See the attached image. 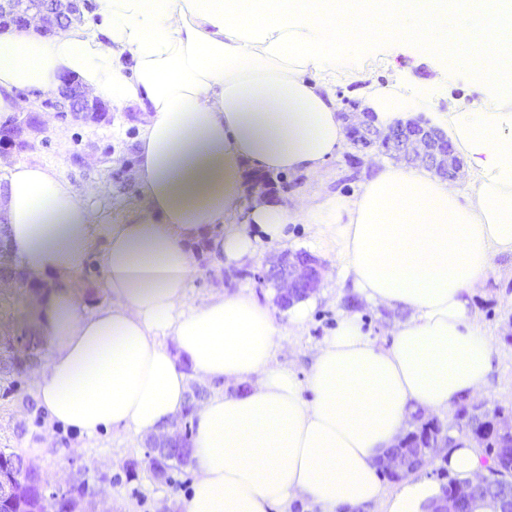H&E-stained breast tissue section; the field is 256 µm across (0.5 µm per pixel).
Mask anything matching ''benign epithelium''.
<instances>
[{
    "mask_svg": "<svg viewBox=\"0 0 512 512\" xmlns=\"http://www.w3.org/2000/svg\"><path fill=\"white\" fill-rule=\"evenodd\" d=\"M93 9L92 0H0V26L22 30L29 26L31 16L37 15L42 22V31L54 33L66 29L75 15H82ZM42 105L55 110L60 117L72 116L88 120L95 114L109 111L108 106L85 94L78 82L71 77L62 78L57 92L45 99ZM29 124V118L12 116L0 122V155H9L16 150L18 130ZM347 137L356 148H366L373 144L412 163L416 159L426 162L443 179H450L459 171L461 162L454 155L448 135L444 131L423 125L419 121L397 124L382 132L374 126V114L363 113V119L347 127ZM249 181L251 189L264 193L273 202L277 191L272 187L266 174L253 172ZM253 279L260 283H273L277 299L282 308L290 307L299 298L315 292L321 283V264L313 256H299L284 251L276 257L264 261L261 266L250 271ZM458 410L471 413L474 422L470 430L457 433L472 446L484 447L487 434L497 433L512 438V412L488 407L486 402L463 400ZM178 448L190 450L182 438V423L172 422L158 435L149 437L145 459L151 460ZM439 453L437 448H421L415 457L403 452H391L382 462L383 469L390 475L401 476L410 466L423 467L432 462ZM490 481V476L479 475L474 483L460 486L450 495L432 503L428 512H473L472 489ZM483 504L491 512H512V490L497 492L484 497Z\"/></svg>",
    "mask_w": 512,
    "mask_h": 512,
    "instance_id": "7a95c632",
    "label": "benign epithelium"
}]
</instances>
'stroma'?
<instances>
[{"label": "stroma", "mask_w": 512, "mask_h": 512, "mask_svg": "<svg viewBox=\"0 0 512 512\" xmlns=\"http://www.w3.org/2000/svg\"><path fill=\"white\" fill-rule=\"evenodd\" d=\"M342 62L335 71L326 73L336 95L361 100L365 87L377 84L396 87L418 99L426 100L434 112H484L491 107L509 108L512 101L495 98L493 85L475 80L464 68L449 65L431 56L424 48L406 42L385 46L377 42L355 43L341 52ZM141 111L130 107L109 113L106 120L92 123L73 119L41 122L31 133L30 150L0 157V181H5L12 167L20 161L52 167L69 182L77 196L87 187H97L93 202L107 224H117L141 203L133 178L136 142L142 131ZM379 154L345 144L336 158L313 174L279 172L275 183L281 188L279 202L299 203L314 195L351 200L361 189V181L370 174V166ZM359 162L358 180H349L351 162ZM304 251L324 264L323 280L314 294L306 325L302 331L282 338L276 356L278 365L289 368L298 380H306L313 355L323 340L331 336L339 320L357 313L365 333L385 347L391 341L394 327L407 319V312L386 309L355 296L350 283L338 276L341 259L330 247H317L315 227L297 223L288 227V244L260 242L259 258L281 249ZM198 274L191 283L189 301H200L211 292L238 286L253 289L266 302H273L275 292L256 285L247 276L229 278L216 274L209 261L197 264ZM355 305H347L348 296ZM472 303L477 310V324L490 341L492 372L484 389V399L512 409V253L495 251L483 285ZM36 374H28L22 396L0 397V448H29L45 437L53 444L35 455L49 490L65 489L77 472H84L90 485L105 486L107 494L98 498L93 512H179L178 503L192 491L197 480L196 467L178 474V486L156 482L148 471L135 480H127L125 464L144 455L141 436L107 429L88 437L48 417L37 416L23 402L26 394H34ZM24 425L16 433V425Z\"/></svg>", "instance_id": "obj_1"}]
</instances>
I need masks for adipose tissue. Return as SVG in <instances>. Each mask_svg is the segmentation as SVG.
Instances as JSON below:
<instances>
[{"label":"adipose tissue","instance_id":"1","mask_svg":"<svg viewBox=\"0 0 512 512\" xmlns=\"http://www.w3.org/2000/svg\"><path fill=\"white\" fill-rule=\"evenodd\" d=\"M95 2L91 30L0 33V112L24 108L17 90L69 74L144 121L133 169L143 203L121 223H100L96 188L80 200L39 164H15L0 199L17 269L49 287L36 300L50 345L39 407L89 436L146 435L181 412L190 377L249 380L247 394L214 393L196 412L199 477L180 512H288L298 498L323 512H423L439 485L414 477L388 493L377 462L413 408L448 412L492 369L471 297L492 251L512 252V110L431 117L473 172L469 201L429 171L379 163L347 202L249 203L244 170L310 173L336 157L346 130L334 90L307 75L335 69L352 39L412 40L499 79L512 68V0ZM364 105L386 128L414 102L374 89ZM301 219L344 258L342 280L408 314L386 348L344 315L303 382L274 366L283 329L252 291L187 297L194 243L207 241L219 273L255 259L249 225L276 243ZM94 254L109 301L88 309L79 277ZM438 463L462 481L486 470L463 440Z\"/></svg>","mask_w":512,"mask_h":512}]
</instances>
